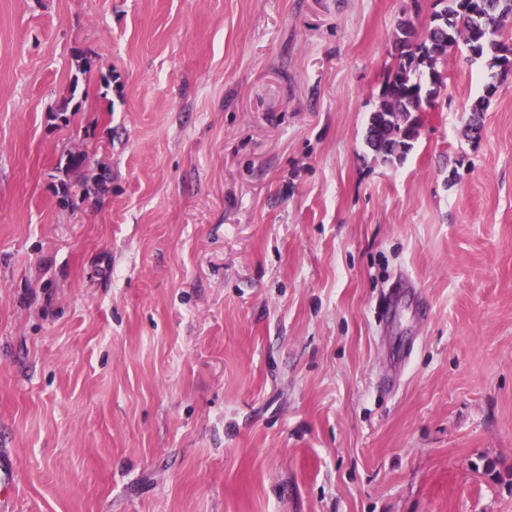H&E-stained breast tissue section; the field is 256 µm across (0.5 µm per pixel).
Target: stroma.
I'll use <instances>...</instances> for the list:
<instances>
[{
    "mask_svg": "<svg viewBox=\"0 0 512 512\" xmlns=\"http://www.w3.org/2000/svg\"><path fill=\"white\" fill-rule=\"evenodd\" d=\"M433 3L0 0V512H512V71L365 144ZM91 154L88 150H66L60 155L57 163V171L63 173L65 178L59 180L56 185V195H60V201L66 203L71 197L72 184L70 175L81 174L90 168Z\"/></svg>",
    "mask_w": 512,
    "mask_h": 512,
    "instance_id": "35a3bbf8",
    "label": "stroma"
}]
</instances>
